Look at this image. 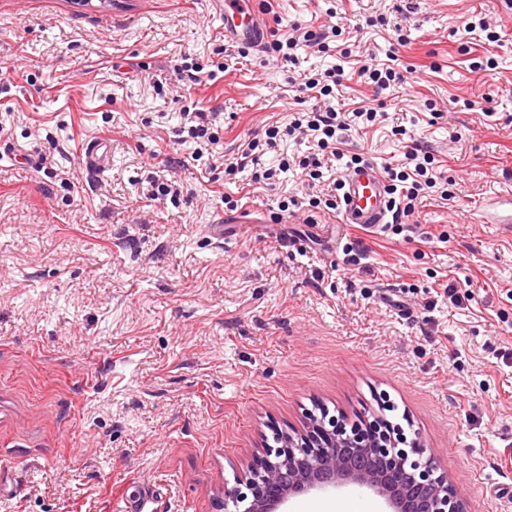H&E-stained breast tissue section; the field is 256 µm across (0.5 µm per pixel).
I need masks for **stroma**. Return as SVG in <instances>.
Returning <instances> with one entry per match:
<instances>
[{
	"label": "stroma",
	"mask_w": 512,
	"mask_h": 512,
	"mask_svg": "<svg viewBox=\"0 0 512 512\" xmlns=\"http://www.w3.org/2000/svg\"><path fill=\"white\" fill-rule=\"evenodd\" d=\"M332 5L271 14L302 68L395 57L402 87L351 80L352 103L384 116L342 138L381 168L416 143L432 154L454 197L401 225L340 223L309 205L331 182L297 170L256 184L187 164L188 106L217 113L219 157L315 105L273 57L184 78L224 50L223 0H0V153L31 159L0 160V512H122L134 483L158 512H222L275 433L301 437L322 409L401 423L468 512H512V236L470 221L512 186V17L499 0ZM353 14L370 26L346 32ZM92 139L111 152L96 172L79 157ZM156 175L177 196L151 199ZM236 194L297 204L218 242L207 226Z\"/></svg>",
	"instance_id": "35a3bbf8"
}]
</instances>
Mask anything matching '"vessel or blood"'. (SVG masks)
<instances>
[{
  "instance_id": "b4317fda",
  "label": "vessel or blood",
  "mask_w": 512,
  "mask_h": 512,
  "mask_svg": "<svg viewBox=\"0 0 512 512\" xmlns=\"http://www.w3.org/2000/svg\"><path fill=\"white\" fill-rule=\"evenodd\" d=\"M224 38L248 51H265L270 22L263 0H224ZM109 159V148L103 141H92L83 149L82 163L87 169H103ZM339 215L340 223L367 229L388 223L392 215L389 185L376 166L364 163L346 170ZM474 218L512 235V188L484 198Z\"/></svg>"
}]
</instances>
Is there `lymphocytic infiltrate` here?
<instances>
[{"label": "lymphocytic infiltrate", "instance_id": "f902f5d3", "mask_svg": "<svg viewBox=\"0 0 512 512\" xmlns=\"http://www.w3.org/2000/svg\"><path fill=\"white\" fill-rule=\"evenodd\" d=\"M348 74L343 62H336L321 74H305L301 84L302 90L313 92L319 100L318 108L310 112L298 113L297 117L286 125H272L265 131L264 142L250 141L236 154L224 160V171L234 175L251 171L253 182L273 180L282 173L290 171L292 166L307 170L311 179H322L324 174L338 173L343 166L345 153L341 147L338 134L351 128H365L376 122V109L353 108L350 112L338 111L334 105L347 88ZM187 143L192 144L190 159L194 163H202L208 145L218 143L219 137L214 130V115L206 112H185ZM301 133L313 142L315 150L291 163L288 158H281L277 168L259 169L258 164L264 151L275 150L288 136ZM434 160L429 152L419 147L407 150L402 169L397 179L402 188L392 201L393 223H401L403 217L409 216L430 196L438 183V176L433 167Z\"/></svg>", "mask_w": 512, "mask_h": 512}]
</instances>
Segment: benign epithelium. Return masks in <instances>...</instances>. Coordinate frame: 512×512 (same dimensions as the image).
Here are the masks:
<instances>
[{"label": "benign epithelium", "instance_id": "7a95c632", "mask_svg": "<svg viewBox=\"0 0 512 512\" xmlns=\"http://www.w3.org/2000/svg\"><path fill=\"white\" fill-rule=\"evenodd\" d=\"M344 426L340 417L322 420L304 442L267 449L246 491L224 489V512H287L295 497L341 488L376 497L385 512H467L417 440L391 438L373 422L368 433L343 436Z\"/></svg>", "mask_w": 512, "mask_h": 512}]
</instances>
